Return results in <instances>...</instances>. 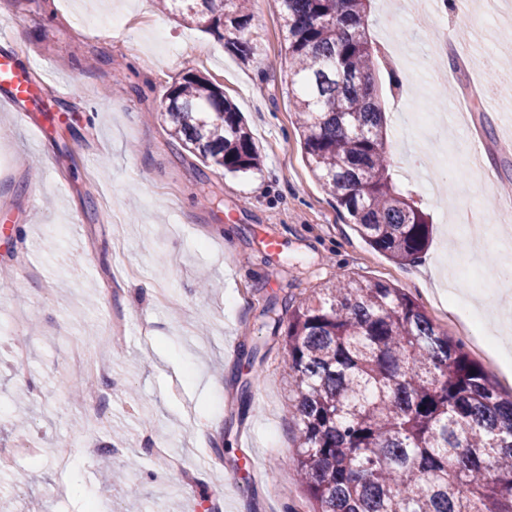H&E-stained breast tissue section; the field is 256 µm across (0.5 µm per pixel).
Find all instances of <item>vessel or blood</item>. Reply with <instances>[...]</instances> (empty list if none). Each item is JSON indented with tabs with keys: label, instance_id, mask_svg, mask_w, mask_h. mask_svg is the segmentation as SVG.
I'll list each match as a JSON object with an SVG mask.
<instances>
[{
	"label": "vessel or blood",
	"instance_id": "vessel-or-blood-1",
	"mask_svg": "<svg viewBox=\"0 0 512 512\" xmlns=\"http://www.w3.org/2000/svg\"><path fill=\"white\" fill-rule=\"evenodd\" d=\"M65 95V88H50L37 77L33 67L19 66L12 48H0V103L8 105L19 120H26L30 105L44 95Z\"/></svg>",
	"mask_w": 512,
	"mask_h": 512
}]
</instances>
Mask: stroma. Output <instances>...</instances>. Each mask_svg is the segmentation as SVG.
Masks as SVG:
<instances>
[{
  "mask_svg": "<svg viewBox=\"0 0 512 512\" xmlns=\"http://www.w3.org/2000/svg\"><path fill=\"white\" fill-rule=\"evenodd\" d=\"M407 2L376 0L373 32L406 41L419 59L415 70H394L388 149L433 228L420 261L397 264L366 243L306 162L273 0L254 2L261 51L247 65L155 0H0L11 48L66 88L46 104L73 127L40 141L0 106V451L13 457L0 469V498L12 512H311L296 473L285 353L261 310L340 275L402 288L483 361L479 329L458 321L462 302L512 303L497 288L512 276L502 249L512 220H495L512 198L503 135L512 55L501 37L512 22L499 0L471 16L443 6L419 21ZM438 31L448 51L462 33L480 57L462 58L457 72L435 66ZM190 71L243 113L259 170L227 174L172 144L162 99ZM477 81L496 110L417 132L416 113L453 112ZM449 141L481 151L488 185H468L456 159L426 165V152ZM430 179L447 197L468 186L465 202L481 218L467 233L483 239L481 256L449 236L448 209L422 194ZM267 236L278 251L265 249ZM116 318L117 339L108 333ZM247 345L259 348L250 366ZM95 387L108 394L93 409L85 399ZM154 442L175 467L153 455ZM252 461L266 481L247 475ZM119 469L129 474L124 494L111 488Z\"/></svg>",
  "mask_w": 512,
  "mask_h": 512,
  "instance_id": "1",
  "label": "stroma"
}]
</instances>
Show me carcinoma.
<instances>
[{
    "label": "carcinoma",
    "mask_w": 512,
    "mask_h": 512,
    "mask_svg": "<svg viewBox=\"0 0 512 512\" xmlns=\"http://www.w3.org/2000/svg\"><path fill=\"white\" fill-rule=\"evenodd\" d=\"M248 2L159 6L204 24L248 64L257 54ZM273 2L312 171L373 249L416 262L432 222L392 179L373 0ZM163 109L175 145L204 163L242 174L259 167L244 118L207 78L174 82ZM283 308L296 466L314 512H512V395L409 294L348 277Z\"/></svg>",
    "instance_id": "carcinoma-1"
}]
</instances>
